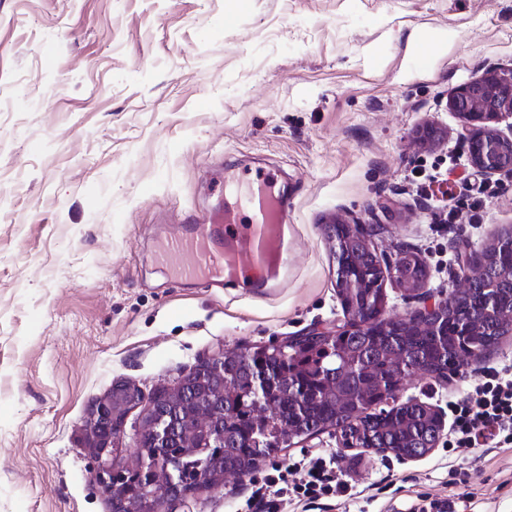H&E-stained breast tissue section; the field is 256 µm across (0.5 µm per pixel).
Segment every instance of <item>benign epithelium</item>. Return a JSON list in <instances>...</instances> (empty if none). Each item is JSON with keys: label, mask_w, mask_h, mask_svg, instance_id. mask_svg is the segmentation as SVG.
Masks as SVG:
<instances>
[{"label": "benign epithelium", "mask_w": 512, "mask_h": 512, "mask_svg": "<svg viewBox=\"0 0 512 512\" xmlns=\"http://www.w3.org/2000/svg\"><path fill=\"white\" fill-rule=\"evenodd\" d=\"M450 106L461 119L460 139L467 144L472 166L482 176H512V134L506 135L496 127L501 118L512 113V71L504 73L497 68L486 70L483 75L470 83L459 86L454 92ZM347 239L361 244L371 242L373 228L355 222L346 224ZM484 260L483 255L463 248L457 253L455 279L462 283L473 266ZM126 416L112 411V393L98 398L90 408L89 422L85 429L84 445L98 460L94 481L99 488L110 495L139 471L150 474L161 465L160 458H148L140 454L137 469H115L112 467V448L124 434ZM150 496L160 505L173 506L194 496L192 492L173 494V490H152Z\"/></svg>", "instance_id": "1"}]
</instances>
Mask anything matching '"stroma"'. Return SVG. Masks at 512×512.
<instances>
[{"instance_id":"stroma-1","label":"stroma","mask_w":512,"mask_h":512,"mask_svg":"<svg viewBox=\"0 0 512 512\" xmlns=\"http://www.w3.org/2000/svg\"><path fill=\"white\" fill-rule=\"evenodd\" d=\"M492 66L512 69V0H0V512H111L80 437L116 381L149 393L218 352L348 324L337 219L375 224L381 260L414 253L428 305L446 300L456 245L512 233V178L475 172L449 106ZM230 166L292 188L288 270L260 294L156 258L188 215L219 212ZM510 359L512 335L396 395L444 413ZM319 451L365 495L317 512L463 494L512 512V446L440 439L410 461L324 432L274 460ZM251 483L177 512H234Z\"/></svg>"}]
</instances>
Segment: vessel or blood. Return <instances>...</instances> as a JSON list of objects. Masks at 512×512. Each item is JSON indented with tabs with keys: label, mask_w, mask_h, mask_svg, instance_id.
Instances as JSON below:
<instances>
[{
	"label": "vessel or blood",
	"mask_w": 512,
	"mask_h": 512,
	"mask_svg": "<svg viewBox=\"0 0 512 512\" xmlns=\"http://www.w3.org/2000/svg\"><path fill=\"white\" fill-rule=\"evenodd\" d=\"M265 170L229 172L217 183L226 207L220 216H199L190 233H174L160 249L178 277L228 280L246 288L277 285L286 267L288 205L272 190Z\"/></svg>",
	"instance_id": "1"
}]
</instances>
